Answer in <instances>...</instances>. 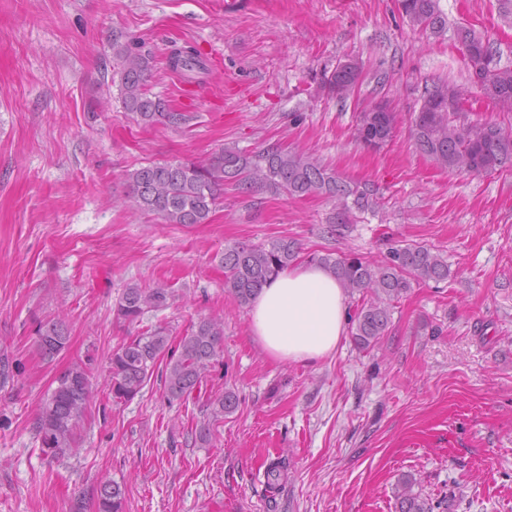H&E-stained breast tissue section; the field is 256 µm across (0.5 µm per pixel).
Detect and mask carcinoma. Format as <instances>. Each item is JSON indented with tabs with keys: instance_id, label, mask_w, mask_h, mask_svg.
Masks as SVG:
<instances>
[{
	"instance_id": "cac0c4a2",
	"label": "carcinoma",
	"mask_w": 512,
	"mask_h": 512,
	"mask_svg": "<svg viewBox=\"0 0 512 512\" xmlns=\"http://www.w3.org/2000/svg\"><path fill=\"white\" fill-rule=\"evenodd\" d=\"M405 15L410 25L440 32L446 21L439 0H410ZM455 39L462 48L475 87L496 107L512 112V68L494 59L489 42L467 26L456 28ZM114 70L120 77V93L126 111L145 126H179L189 117L172 112L167 101L150 94L149 78L155 58L130 44L112 38ZM168 69L181 76L206 70L192 48H174L167 56ZM363 73L356 57L336 60L323 76L322 87L338 100L354 94ZM468 90L446 81L424 88L420 106L409 126V134L419 150L441 168L479 176L512 165V130L496 124L461 120ZM129 198L134 206L152 213L166 224H206L224 196V186L241 193L273 189L290 197L323 196L335 201V212L326 225L334 237L352 223L356 214L378 208L377 197L365 185L347 181L324 166L311 154L267 149L248 153L224 147L197 162L149 163L127 174ZM301 247L291 238L267 243H236L224 248L225 288L240 306H249L252 297L269 279L295 264ZM308 261L328 270L349 295L360 296L350 330L355 347L361 351L377 346L387 336L394 303L413 285L445 281L450 276L447 258L432 247L395 243L385 257L372 262L359 254L312 253ZM173 291L157 284L125 288L116 305L117 318L133 322L149 311L167 307ZM68 331L61 319L39 325L35 344L43 358L51 360L67 347ZM224 354V320L204 317L170 346L167 328L157 326L112 350L108 361L107 386L112 400L128 402L137 397L157 368L161 369L164 392L170 400H186L201 388L204 380ZM56 386L41 402L35 431L41 451L47 455L77 456L81 448L76 427L95 398V387L86 365L74 363L55 378ZM237 396L228 390L209 402L215 418L233 413ZM416 479L405 475L394 488L396 512L448 510L443 502L433 505L414 492ZM97 512H122V488L113 480L99 482L94 489Z\"/></svg>"
}]
</instances>
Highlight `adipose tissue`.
I'll return each instance as SVG.
<instances>
[{
    "instance_id": "1",
    "label": "adipose tissue",
    "mask_w": 512,
    "mask_h": 512,
    "mask_svg": "<svg viewBox=\"0 0 512 512\" xmlns=\"http://www.w3.org/2000/svg\"><path fill=\"white\" fill-rule=\"evenodd\" d=\"M248 320L270 358L314 364L333 354L345 334V295L323 267H291L257 292Z\"/></svg>"
}]
</instances>
